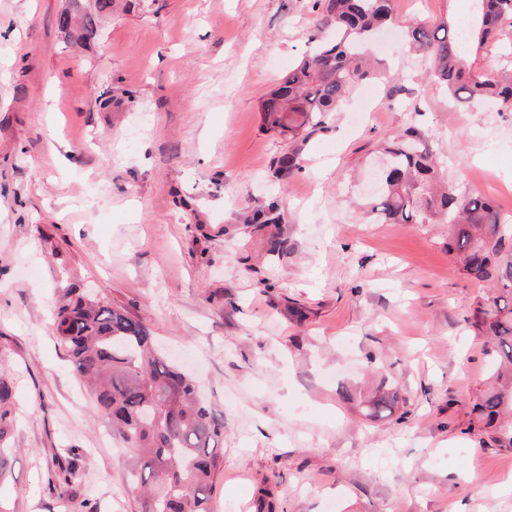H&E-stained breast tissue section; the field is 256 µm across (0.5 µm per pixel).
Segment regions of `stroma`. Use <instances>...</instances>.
<instances>
[{"label":"stroma","instance_id":"obj_1","mask_svg":"<svg viewBox=\"0 0 512 512\" xmlns=\"http://www.w3.org/2000/svg\"><path fill=\"white\" fill-rule=\"evenodd\" d=\"M72 7L0 0V370L19 416L0 506L138 510L54 337L74 288L188 357L224 422L213 512H512V450L472 413L489 369L468 319L487 288L447 224L371 223L360 190L412 125L454 194L512 214V112L456 105L405 55L408 27L475 0H394L386 75L304 140L266 130L260 105L308 48L310 0H115L83 44L58 25ZM288 152L298 169L273 177ZM272 203L281 223H248ZM380 386L397 400L367 417ZM71 460L69 486L49 487Z\"/></svg>","mask_w":512,"mask_h":512}]
</instances>
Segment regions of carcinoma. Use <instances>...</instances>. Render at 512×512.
Instances as JSON below:
<instances>
[{
    "label": "carcinoma",
    "mask_w": 512,
    "mask_h": 512,
    "mask_svg": "<svg viewBox=\"0 0 512 512\" xmlns=\"http://www.w3.org/2000/svg\"><path fill=\"white\" fill-rule=\"evenodd\" d=\"M466 23V47L459 25L444 20L407 34L410 50L429 65V76L445 86L464 107L481 100L512 112V76L480 72L471 56L506 29H512V0H478ZM394 0H313L319 16L308 38L310 50L288 69L261 103L263 125L283 135L312 134L323 117L339 111L357 86L375 75L368 62L374 34L395 23ZM113 0H90L82 17L81 37L96 35L112 14ZM409 126L384 148L388 156L371 219L379 224L448 223V251L457 254L464 275L493 290L476 303L470 322L488 336L491 376L504 380L481 394L475 413L492 431V442L512 449V216L482 196L466 200L432 188L437 162L419 144ZM253 224H278L276 205L254 212ZM53 324L71 357L73 371L91 383L95 408L133 459L131 491L140 512H213L209 491L219 466L224 422L197 398V381L158 350L151 329L117 306L72 293L58 306ZM12 388L0 377V442L15 419L9 408ZM396 394L383 392L363 405L368 416L391 407Z\"/></svg>",
    "instance_id": "cac0c4a2"
}]
</instances>
